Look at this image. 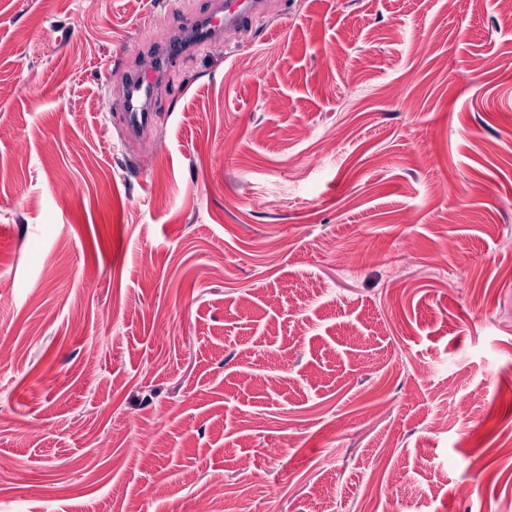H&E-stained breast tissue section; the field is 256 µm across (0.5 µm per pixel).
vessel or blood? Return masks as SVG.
I'll return each instance as SVG.
<instances>
[{
  "label": "vessel or blood",
  "mask_w": 512,
  "mask_h": 512,
  "mask_svg": "<svg viewBox=\"0 0 512 512\" xmlns=\"http://www.w3.org/2000/svg\"><path fill=\"white\" fill-rule=\"evenodd\" d=\"M270 8V0H211L210 7L187 30H173L159 50V68L146 76L130 74L125 83L121 102L123 126L128 135L148 132L154 122L153 97L167 70L182 54L197 45L223 39L227 31L237 32L252 28Z\"/></svg>",
  "instance_id": "b4317fda"
}]
</instances>
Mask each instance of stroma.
<instances>
[{
	"mask_svg": "<svg viewBox=\"0 0 512 512\" xmlns=\"http://www.w3.org/2000/svg\"><path fill=\"white\" fill-rule=\"evenodd\" d=\"M0 0V512H512L499 0ZM494 481H486V474ZM269 0H212L207 11L196 19L191 29L173 30L159 50V68L151 76L131 73L125 83L121 102L123 126L129 136L148 132L154 122L153 97L167 70L182 54L197 45L224 39L228 30L252 28L270 8Z\"/></svg>",
	"mask_w": 512,
	"mask_h": 512,
	"instance_id": "stroma-1",
	"label": "stroma"
}]
</instances>
